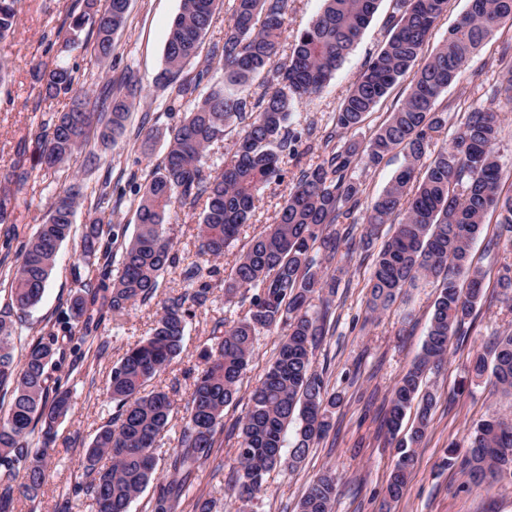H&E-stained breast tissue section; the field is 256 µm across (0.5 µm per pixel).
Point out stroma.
<instances>
[{
	"label": "stroma",
	"instance_id": "stroma-1",
	"mask_svg": "<svg viewBox=\"0 0 512 512\" xmlns=\"http://www.w3.org/2000/svg\"><path fill=\"white\" fill-rule=\"evenodd\" d=\"M75 0H20L18 28L14 35L0 40V61L7 71L0 81V174L18 160L20 152H33L34 136L41 112H64L70 106L69 95L38 103V85L32 72L43 56L62 19ZM181 0H131L125 29L114 37L111 63H101L90 51L77 48L64 52V59L76 67L85 91L95 93L108 80L122 76L125 65H132L142 92L135 99L129 119L138 127L144 117L155 118L160 128L158 138L149 148L127 141L107 153L106 159L91 166L89 152L98 150L97 141L74 154L52 179L33 171L24 202L17 211V221L0 224V309L7 303L8 272L15 264V254L42 223L51 202L52 186L72 178L83 179L94 188L104 179H112L119 201L112 214L116 233L129 237L135 228L134 174L159 163L165 155L167 129L176 116L163 113V90L155 77L164 65V51L171 23L180 10ZM390 0H381L371 23L347 57L343 67L319 95L296 105L292 117L294 129L314 127L324 135L332 126L338 104L349 85L362 71L366 61L382 47ZM512 44V27L499 29L470 60L458 79L437 100L438 108L448 111V123L436 134L434 149L448 146L455 126L475 108L502 107L500 133L494 151L503 168V190L512 189V109L504 108L507 85L506 67L496 60L504 45ZM311 154L284 157V181L265 189L249 224L224 257L210 261L206 268L212 288L206 306L196 309L190 318L183 352L171 369L153 380L156 388L177 385L176 404H183L192 378L189 369L199 365V353L211 343L215 317L236 319L238 306L224 303V279L230 274L236 255L253 235L273 222L299 170L315 163ZM404 162L402 152L385 158L379 167L356 168L354 176L362 184L360 209L356 211L354 233H361L364 210L388 185ZM497 214H488L483 236L472 247V260L486 274L485 297L477 306L471 329L463 340H455L448 349V361L439 372L427 378L428 387L438 395L425 441L417 450L415 466L399 500L386 496L393 463L398 456L400 439L406 438L413 425V415H406L397 436H390L384 426L386 404L392 388L419 356L437 294L435 284L419 283L408 289L386 311L374 314L368 309L365 283L380 242L357 249L350 256H336V264L346 266L336 290L330 316L331 328L313 349V366L322 373L329 391L340 402L331 415L326 437L311 448L305 461L294 471L277 469L266 478L262 490L249 505L225 495L222 487L234 466L236 436L229 430L248 407L249 394L263 370L272 361L280 338L279 332L261 333L255 342L254 362L242 379L236 401L224 410L226 431L219 437L210 459L201 467L177 512H192L200 497L214 499L222 512H297V505L309 483L324 471L336 476V498L332 512H512V479H505L485 491L469 485L458 468L445 466L451 444L463 443L468 428L485 416L489 407L512 414V399L495 397L487 381L467 382L471 357L486 351L490 341L504 330L512 329V308L497 302V279L503 266H512L511 253H489L486 240L498 231ZM73 242H64L40 303L24 313H15L21 324L22 341L30 343L54 332L59 337L60 356L50 367L51 379L66 383L74 393V405L57 427V439L51 453L49 477L35 502L20 503L15 512H92L85 495L72 491L75 474L86 448L98 429L112 416L114 407L106 398L112 367L123 355L129 342L146 336L156 317L157 305L133 306L121 322L104 321L99 335L107 337L109 347L96 356L95 347L71 337L67 331V306L75 289V270L71 260Z\"/></svg>",
	"mask_w": 512,
	"mask_h": 512
}]
</instances>
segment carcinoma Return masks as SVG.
I'll list each match as a JSON object with an SVG mask.
<instances>
[{
  "label": "carcinoma",
  "instance_id": "carcinoma-1",
  "mask_svg": "<svg viewBox=\"0 0 512 512\" xmlns=\"http://www.w3.org/2000/svg\"><path fill=\"white\" fill-rule=\"evenodd\" d=\"M380 0H323L321 12L298 32L290 49L281 43L288 0H233L224 38L209 44L208 67L190 77L185 69L202 49L203 39L224 0H181L165 46V64L155 77L167 91L164 111H184L169 130L161 164L144 173L137 190L136 230L118 240L111 228L112 186L105 181L91 192L73 181L58 192L45 220L20 246L11 274L9 303L0 311V390L11 393L9 409L0 413V512H13L20 499L34 501L46 481L48 456L56 427L69 413L72 391L50 384L48 366L59 346L54 333L28 345L16 360L17 326L12 311L25 312L42 298L64 241L75 235V209L86 202L95 214L81 228L72 254L74 268L119 260L120 274L79 280L68 305L70 334L96 338L102 320H116L129 308L157 296L159 278L180 262L173 242L164 234L175 209L200 206L196 256H224L251 219L261 193L283 180L281 158L306 151L313 129L302 134L289 124L294 105L324 91L343 65L377 11ZM18 0H0V39L16 30ZM130 0H108L101 11L94 0L71 10L57 35L76 41L88 28L92 51L112 59L113 36L124 29ZM448 0H391L388 39L350 85L333 117L318 162L299 171L274 222L253 236L224 280V302L248 304L243 316L215 319L214 344L200 353L193 386L183 406L177 446L157 473L158 437L170 426L175 400L163 389H148L182 353L188 320L194 308L209 300L203 266L191 262L183 271L185 287L162 301L150 334L129 346L113 366L107 394L114 403L112 419L101 426L86 449L75 488L91 499L93 512H129L131 503L153 486L152 512H175L186 496L192 475L210 458L217 435L224 431V407L240 392L243 373L253 361L256 336L277 327L284 330L275 359L264 369L238 421L231 495L248 504L272 471L294 469L330 427V409L339 398L329 393L323 374L311 361L312 349L328 334L338 273L327 262L355 247L349 225L355 223L361 183L349 175L358 163L375 167L396 149L404 164L374 199L363 218L360 242L369 246L386 224L394 226L367 280L369 309L389 308L404 289L420 280L437 283L438 294L422 351L391 391L386 428L396 436L410 410L415 424L399 445L386 488L396 501L414 467L416 448L428 431L437 395L423 389L428 371L439 368L455 336L484 298L485 273L473 266L471 248L482 235L486 216L497 212L498 233L486 248L512 250V193L503 194V172L493 146L500 111L475 108L457 125L451 145L431 151L434 134L448 122L447 110L436 101L462 68L499 28L512 25V0H469L468 10L448 28L435 52L422 61L425 47L446 10ZM287 54L281 65L275 62ZM277 66V87L254 98L255 76ZM224 71V82L212 84L210 67ZM41 83L37 104L78 85L77 70L64 60H38ZM410 77L402 103L362 146L343 140L361 125L390 89ZM138 93L134 71L125 69L119 82H107L98 95L83 92L71 108L41 124L36 139L40 164L62 166L94 135L106 147L126 136L133 99ZM238 129L230 159L217 171L207 162L209 148ZM345 224L340 232L330 230ZM118 245L112 250V245ZM502 301L512 303V267L498 278ZM317 310H312L313 301ZM477 379L490 374L491 394L512 396V333L497 337L492 358L473 355ZM296 425L292 448L283 457L285 434ZM42 437L35 450L32 438ZM447 464L466 474L486 491L512 479V418L491 408L468 429L466 445L448 449ZM336 478L326 471L309 484L299 512H332Z\"/></svg>",
  "mask_w": 512,
  "mask_h": 512
}]
</instances>
